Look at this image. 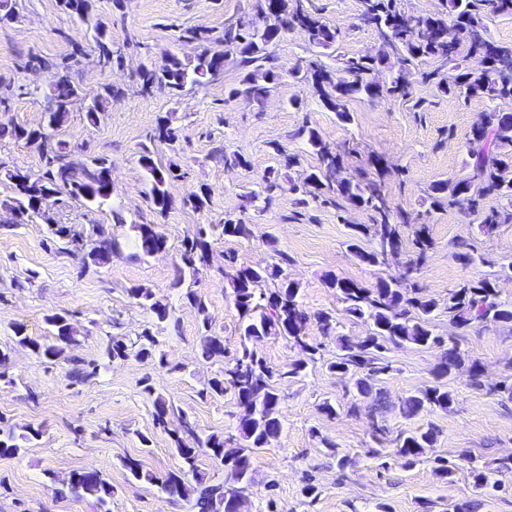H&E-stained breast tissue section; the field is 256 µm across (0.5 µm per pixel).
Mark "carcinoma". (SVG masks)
I'll use <instances>...</instances> for the list:
<instances>
[{
  "label": "carcinoma",
  "instance_id": "carcinoma-1",
  "mask_svg": "<svg viewBox=\"0 0 512 512\" xmlns=\"http://www.w3.org/2000/svg\"><path fill=\"white\" fill-rule=\"evenodd\" d=\"M360 2L364 23L376 28L399 52L398 70L390 77L382 78L383 60L368 56L344 61V71L352 76L350 80L333 77L332 72L322 65L314 66L311 79L315 92L341 119H350L346 102L351 98L409 97L416 69L427 60L436 61L440 66L422 72L421 77L434 83L442 93L512 103V44L494 40L486 24L492 14L511 16L512 0H443L442 9L434 14L411 13L406 10L404 0ZM60 6L93 28L99 62L112 65L111 42L106 36V28L94 20L92 0H60ZM254 9L260 22L243 18L226 25L220 42L235 52L242 67L239 83L230 89L229 95L244 96L260 105L280 78L272 65L269 48L285 31L297 28L311 45L324 49L336 44L337 33L326 27L303 0H256ZM450 23L459 27L462 40L448 38ZM224 62V52L207 47L190 59L167 54L159 68L139 72L141 92L149 93L155 87L167 88L176 96L188 85L203 87L224 74ZM71 93H78V89L68 72L57 73L46 93L47 125L36 128L1 124L0 140L10 138L30 146L44 145L48 130H57L65 123L70 106L74 104V100L68 99ZM120 94V90L109 86L105 93L94 97L86 109L89 125L97 126L112 105V99ZM172 121L170 116L160 118L155 137L174 150L179 135ZM298 135L304 137L313 149L316 165L302 184L293 185L292 190L314 201L332 193L338 201L366 206L375 212L374 224L351 225L353 239L368 234L376 239V248L371 251L351 244L362 263L378 266L387 256L397 254L401 245L399 228L390 223L385 200L376 191L368 193L360 183L342 175L340 155L322 141L314 127L306 124ZM467 156L472 175L463 180L448 179L434 184L433 204L439 208L466 205L481 224V231L489 235L501 224H512V112L497 107L483 112L472 127ZM43 159V168L36 173L12 169L0 161V178L11 184V195L0 201V207L13 212L17 223L27 224L45 218L49 200L58 195L97 207L112 197V168L105 159L68 158L48 150L43 151ZM139 163L149 178L151 203L162 214L172 205L168 184L185 177V172L175 162L166 165L158 162L153 152L147 149L140 155ZM278 188L279 171L271 168L263 176L261 191L251 192L247 201L253 204L261 199L269 205ZM492 197L502 199L506 204L485 209L483 201ZM208 200V189L201 187L187 193L182 204L202 213ZM130 228L134 232L137 256H151L166 246L165 238L153 225L132 224ZM210 228H219L222 235L229 237L247 238L251 235L250 225L239 219L226 218L222 224H212ZM85 244L89 246L87 257L95 266L108 263L120 247L119 238L101 228ZM212 258L206 230L183 240L179 249L181 274L173 283L175 288H184L183 297L197 309L206 331L211 325V315L204 296L196 289V276L212 268ZM286 263L288 257L281 253L275 264L220 269L224 288L239 314L240 349L227 368L205 382L201 395L216 398L224 396L226 391L233 392L242 408L238 446L227 447L224 437L200 431L195 422L185 416L183 428L169 433L174 451L182 462L181 470L158 476L145 470L137 459L123 461V466L136 480L146 481L169 496L194 499L198 512H238L242 493L254 484L255 454L269 448L281 431V396L276 387L277 379L285 373L297 377L308 363L317 360L319 347L304 339L310 314L300 301V285L282 277V265ZM186 271L191 276L188 284L184 279ZM327 286L336 290L347 314L370 325L369 334L356 342L337 337L341 354L329 365L330 371L349 374L354 380L347 406L350 414L359 411L362 404L373 417L386 412L385 397L382 392L373 390L370 380L390 372L392 365L384 355L390 345L409 343L420 348L443 349L433 370V384L406 397L399 405L400 413L407 418L428 410L451 408L455 395L448 380L457 375L466 372L473 382H478V364L474 361L466 363L457 337L444 338L435 334L434 317L438 309L448 313V321L458 330H465L475 323L512 324V301L500 299L496 282L487 277L467 280L449 289L443 304L421 294L418 285L396 278L380 277L374 285L365 287L332 276ZM129 294L158 322L177 325L178 319L172 308L155 300L151 290L131 288ZM45 321L53 329L54 342L51 344L44 345L27 336L22 324L14 326V333L18 342L30 345L37 354L47 359H60L78 343L76 331L68 318L59 313L47 315ZM269 336L294 342L308 353L307 359L292 363L284 373L275 370L253 348L254 342ZM137 356L164 365L165 353L160 349V341L147 328L139 336ZM201 357L205 361L224 357L223 338L204 335ZM144 391L151 399L156 427H165V419L173 411L172 404L162 395L154 394L148 383ZM436 437L437 431L431 425L402 432L395 439L394 456L403 464L411 465L428 454ZM21 451L14 434L0 429V457H12ZM203 454L223 466V482L212 484L200 473L198 458ZM66 487L78 498L94 499L99 512H110L108 505L113 489L102 472H74Z\"/></svg>",
  "mask_w": 512,
  "mask_h": 512
}]
</instances>
